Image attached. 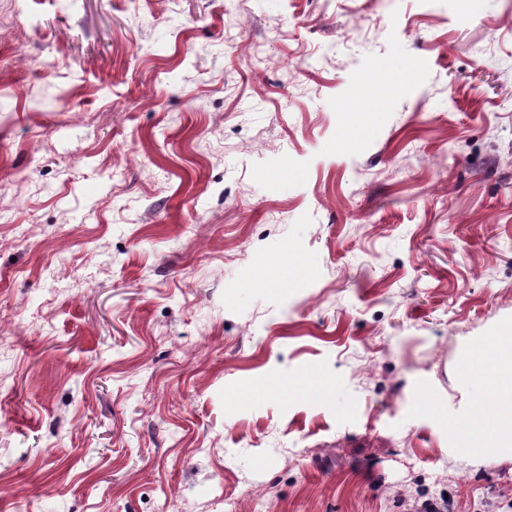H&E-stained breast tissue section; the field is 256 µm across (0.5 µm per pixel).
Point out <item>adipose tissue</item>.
Masks as SVG:
<instances>
[{
	"mask_svg": "<svg viewBox=\"0 0 512 512\" xmlns=\"http://www.w3.org/2000/svg\"><path fill=\"white\" fill-rule=\"evenodd\" d=\"M486 353L495 374V387L502 394L500 405L484 418L468 422L465 432L474 446L492 443L512 447V334L496 336Z\"/></svg>",
	"mask_w": 512,
	"mask_h": 512,
	"instance_id": "adipose-tissue-1",
	"label": "adipose tissue"
}]
</instances>
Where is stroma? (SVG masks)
<instances>
[{"label":"stroma","mask_w":512,"mask_h":512,"mask_svg":"<svg viewBox=\"0 0 512 512\" xmlns=\"http://www.w3.org/2000/svg\"><path fill=\"white\" fill-rule=\"evenodd\" d=\"M509 327L512 0H0V512H512ZM512 332L496 336L492 345L485 346L491 369L495 374V389L502 394L501 404L483 419L468 420L465 433L475 447L493 443L500 447H512ZM505 345H509L507 349Z\"/></svg>","instance_id":"obj_1"}]
</instances>
